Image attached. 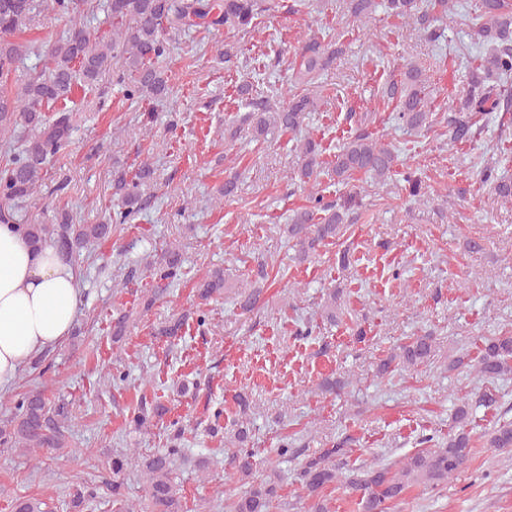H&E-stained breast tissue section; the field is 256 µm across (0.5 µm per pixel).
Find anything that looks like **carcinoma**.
<instances>
[{"instance_id":"carcinoma-1","label":"carcinoma","mask_w":512,"mask_h":512,"mask_svg":"<svg viewBox=\"0 0 512 512\" xmlns=\"http://www.w3.org/2000/svg\"><path fill=\"white\" fill-rule=\"evenodd\" d=\"M346 11L354 22L364 24L376 9L375 0H344ZM449 0H429L426 12L419 11L417 0H386L387 14L396 19H414L425 40L441 44L445 30L434 25L438 16L448 14ZM42 0H0V34L10 35L27 27ZM52 10L67 16L74 24L61 37L42 42L37 54L46 58L45 70L21 72L16 63L29 47L9 41L0 42V135L6 136L20 126L30 135L20 150L6 152L0 163V201L20 204L27 202L42 186L48 173L47 163L71 143L74 129L73 113L57 112L52 119L42 115V107L69 100L75 87L93 84L100 75L112 71V79L124 85L127 99L160 98L170 90V77L156 66L169 53L163 36L164 25L188 32L207 20L212 26L249 33L259 20L284 9L292 16L307 13L310 0H51ZM99 8L112 17V37L107 42H93L76 21ZM471 45L452 50L455 58L466 61L470 74V89L458 107L448 116V134L452 143H467L477 133L474 116L480 112L498 113L501 125H512V0H479L475 15L467 19ZM341 49L323 46L321 39L311 38L298 53L299 87L290 91L288 104L271 110L269 101L259 98L250 102L253 111L240 117L239 124L224 130L230 140L237 137L241 126L251 128L253 139L265 138L270 128L295 130L306 116L317 110V99L302 87L316 80L330 68ZM121 66L112 67V60ZM385 96L395 102L393 111L399 124L410 132L430 127L432 101L425 93L422 71L408 63L401 71L400 86H389ZM321 143L307 138L300 144V163L292 180L308 191L306 205L297 210L288 224V238L300 260H305L326 242H347L350 225L347 211L355 203L352 194L342 203L326 202L319 191L323 172ZM398 154L394 148L378 142L368 128L358 126L340 147L332 173L337 183L347 187L362 174L378 183H386L397 175ZM147 166L133 179L120 172L113 179L114 194L120 196L121 210L109 217L106 224H78L66 211L57 213L50 224H22L11 210H0V223L15 224L29 241L37 246L54 247L64 258L79 255L88 244L105 239L112 226L128 224L142 211L144 187L152 178ZM483 182L492 183L500 197L512 199V181L498 178L492 166L483 168ZM182 254L177 245H169L140 269L128 270L126 278H151L155 285L142 302V312H149L157 300L166 294L181 275ZM224 269L215 268L197 285V296L208 301L224 293ZM262 289L252 286L240 293V307L250 312L261 303ZM437 348L429 334L411 336L396 344L393 352L379 360L377 376L385 379L423 365L434 363ZM466 368L481 381L493 382L512 372V330L485 339L478 356L470 360L456 357L447 365L449 370ZM235 418L231 431L238 449L231 452V467L239 479L248 484L238 497L225 504L226 512H273L279 506L276 485L254 482L253 452L246 447L248 439V397L234 396ZM163 413L156 400L140 397L126 407V420L136 431L148 428L152 419ZM468 406L457 408L458 430L448 434V441L431 448H422L405 458L402 466L374 463L352 470L346 484L357 496L360 512H387L389 503L402 498L405 490L417 484L439 485L465 464L471 454L472 436L466 429ZM72 417L64 401H53L47 386L35 387L16 403L13 416L0 419V447L23 448L27 451L52 452L69 445ZM182 428L176 427L168 437L167 447L143 455L136 448L115 450L109 461L112 486L99 492V487L79 481L72 485L70 507L74 512L98 497L112 498L113 512H183L181 495L175 481L174 467L181 456ZM491 448L512 452V420H499L484 432ZM344 454L337 444L318 455L308 457L301 471L303 487L312 496L338 480L332 459ZM132 467L145 477V505L122 492L121 476ZM12 512H52L49 504L34 497H17Z\"/></svg>"}]
</instances>
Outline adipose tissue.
<instances>
[{"mask_svg": "<svg viewBox=\"0 0 512 512\" xmlns=\"http://www.w3.org/2000/svg\"><path fill=\"white\" fill-rule=\"evenodd\" d=\"M80 293L73 267L54 250L34 247L15 225L0 224V391L70 336Z\"/></svg>", "mask_w": 512, "mask_h": 512, "instance_id": "adipose-tissue-1", "label": "adipose tissue"}]
</instances>
